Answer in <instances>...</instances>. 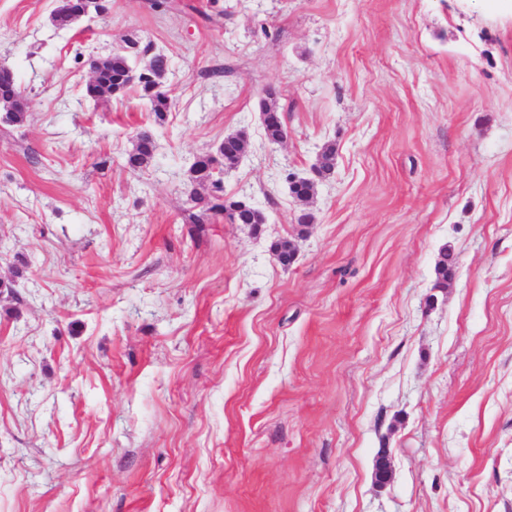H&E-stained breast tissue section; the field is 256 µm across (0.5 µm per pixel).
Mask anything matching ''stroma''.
<instances>
[{
  "instance_id": "35a3bbf8",
  "label": "stroma",
  "mask_w": 512,
  "mask_h": 512,
  "mask_svg": "<svg viewBox=\"0 0 512 512\" xmlns=\"http://www.w3.org/2000/svg\"><path fill=\"white\" fill-rule=\"evenodd\" d=\"M184 2L59 30L57 0H0L30 101L0 123V279L23 271L0 293V512H512V14ZM126 40L172 62L164 123L85 96ZM239 131L224 193L266 223H184L194 157ZM327 143L300 208L288 178ZM259 110L265 114L264 120L261 118V121L266 139L272 144L279 143L283 138L285 140L287 138V135L284 137L286 128L282 112L277 106L275 91L267 92L266 97L260 102ZM155 151L156 142L153 135L150 131H141L133 137V148L126 155V165L132 170L146 168L154 158ZM439 256L435 263L436 287L444 288L455 274L456 257L448 247L442 248Z\"/></svg>"
}]
</instances>
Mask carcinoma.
I'll list each match as a JSON object with an SVG mask.
<instances>
[{
	"label": "carcinoma",
	"mask_w": 512,
	"mask_h": 512,
	"mask_svg": "<svg viewBox=\"0 0 512 512\" xmlns=\"http://www.w3.org/2000/svg\"><path fill=\"white\" fill-rule=\"evenodd\" d=\"M170 68L168 57L159 53L148 54V49H130V42L112 53V59L105 62L97 71L95 82L85 87L86 96L92 99L100 98V90L108 88L112 90V96L119 98L134 88L140 96L146 99L150 105V112L154 121L161 124L165 121L171 109V101L167 93L162 89L163 79ZM13 95L14 111L6 114L4 123L9 125H22L29 118L26 99L19 96V90L7 86L0 87V94ZM259 110L265 114L262 125L266 139L271 143H278L284 138L285 125L282 112L277 106L276 93L273 90L267 92L261 100ZM133 148L126 155V165L132 170L147 167L154 158L156 142L153 135L147 131H141L134 136ZM231 154L241 152V145L234 136H229L224 143L219 145L214 152H205L198 155L187 171L190 184L210 185V193L201 196L197 191L190 193L191 208L188 209V221L191 224H205L212 218H217L224 213L236 214L241 219L246 217L243 212L236 211L238 200L224 196V182L220 174L228 170L224 166V151ZM292 184L291 195L301 203L307 202L314 193V185L307 182H294V177H288ZM456 269V257L453 251L445 247L440 251V257L435 263L436 286L445 287Z\"/></svg>",
	"instance_id": "cac0c4a2"
}]
</instances>
